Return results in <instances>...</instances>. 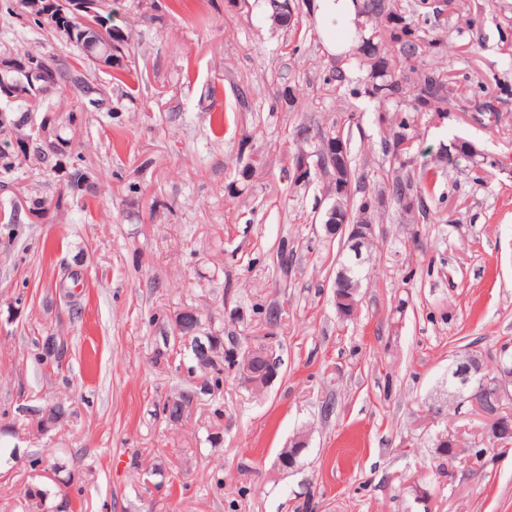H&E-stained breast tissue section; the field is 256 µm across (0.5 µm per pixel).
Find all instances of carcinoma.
I'll return each instance as SVG.
<instances>
[{"mask_svg": "<svg viewBox=\"0 0 512 512\" xmlns=\"http://www.w3.org/2000/svg\"><path fill=\"white\" fill-rule=\"evenodd\" d=\"M69 0H49L48 11L41 14H30L24 17L16 11L17 0H0V14L15 19L22 17L19 24L29 29H40L54 32L51 27V9L64 7ZM365 14V25L368 35L360 36L355 51L348 53L346 69H337L324 79V84L341 85L347 81L346 71L354 68L367 72L364 95L375 100L381 110V123L390 126V138L385 140L388 152L399 169L409 166L413 156L400 155L394 148L398 139L414 140V120L407 115H399V106L406 103L415 112H435L442 114L448 108L457 106L463 101L464 94L455 76L449 71L430 67L425 64V57L442 50L443 41L435 34L434 29L426 27L419 21L405 15L398 0H362ZM154 2L152 0H137L126 5L122 0H112V7L122 12L127 7H134L145 19H153L151 14ZM56 40L65 47L77 50L75 61H69L64 56L58 57L59 68L56 72L55 89L64 96L72 93L77 99H83L87 88L94 85L91 72L98 69L100 52L107 42H112V58L121 62L111 65L109 75L113 83L122 85L127 75L131 74L125 59L129 57L130 34L114 36L112 31L100 33L79 17L74 18L73 31L67 35L58 36ZM52 101L42 98L24 99L16 102L12 109L13 118H24L31 112H46L54 109ZM81 120L76 111H68L67 117L58 122L57 139L66 148L65 160L68 167V180L59 185L56 195L51 200L38 199L34 204L42 207L44 216L50 211H60L70 206L75 198L95 193V185H90L77 194H72V185L80 184L88 177H93L84 157L68 147L72 143L70 133L72 127ZM297 131H306L308 135L297 144V149L303 150L312 157H319L327 148L329 132L313 128L303 123L297 126ZM34 162L44 170L53 174L58 173L59 157L45 152L36 139L23 143L16 150L9 146L8 139L0 136V187L7 188L16 183L15 159L18 156ZM430 176L422 169L415 174L405 173L392 181L389 191L391 198L399 205L412 200L417 203L422 219H430L424 195L427 193ZM209 351L212 357L203 364L199 373L204 377L202 385L220 393L224 384V372L230 371L236 359L244 353L239 344L229 340V347H224V337L218 334L208 336ZM197 389L193 385L188 390L164 403L162 414L170 422L182 420L185 411L192 405L191 394Z\"/></svg>", "mask_w": 512, "mask_h": 512, "instance_id": "cac0c4a2", "label": "carcinoma"}]
</instances>
